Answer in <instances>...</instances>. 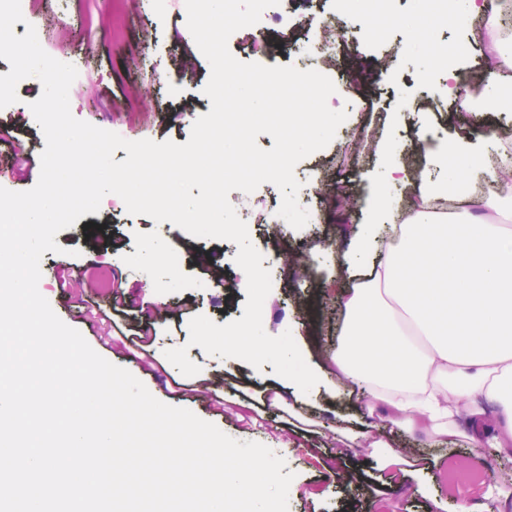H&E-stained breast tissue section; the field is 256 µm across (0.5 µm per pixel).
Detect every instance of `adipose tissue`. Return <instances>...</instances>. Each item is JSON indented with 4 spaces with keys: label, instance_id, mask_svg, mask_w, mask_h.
<instances>
[{
    "label": "adipose tissue",
    "instance_id": "adipose-tissue-1",
    "mask_svg": "<svg viewBox=\"0 0 512 512\" xmlns=\"http://www.w3.org/2000/svg\"><path fill=\"white\" fill-rule=\"evenodd\" d=\"M488 77L512 68L496 16L482 34ZM411 189L401 241L345 292L343 347L329 372L362 385L367 411L382 410L400 432L437 438L456 429L453 397L468 393L472 447L512 446V230L499 222L503 200L490 174L479 209L438 211L444 185ZM495 403L503 427L485 423Z\"/></svg>",
    "mask_w": 512,
    "mask_h": 512
}]
</instances>
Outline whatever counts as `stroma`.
<instances>
[{
  "mask_svg": "<svg viewBox=\"0 0 512 512\" xmlns=\"http://www.w3.org/2000/svg\"><path fill=\"white\" fill-rule=\"evenodd\" d=\"M30 14L47 29L45 51L77 66L69 92L77 119L109 131H124L127 140L150 139L179 144L189 139L198 116L211 101L203 94L210 65L197 48L186 16L170 0H28ZM405 26L382 24L372 30L361 15L338 10L336 0H281L271 18L235 32L229 48L243 62L303 67L314 54L306 33L326 21L341 30L343 50L333 72L336 92L328 105L348 117L333 141L300 161L294 171L301 187L300 205L315 209L316 223L287 236L273 234L280 190L271 183L246 194L231 191L232 205L248 199L255 213L243 217L255 248L272 278L263 307V327L272 336L291 332L305 361L319 369L342 336L343 312L337 289H350L353 279L330 283L343 251H324L319 244L338 239L345 228L370 224L387 199L404 191L391 166L393 156L423 168L429 183H450L462 162L456 150L434 158L423 136L448 143L464 141L482 154L499 143L480 127L460 125L448 93L447 69L466 75L480 68L483 50L477 26L447 23L431 27L415 0H396ZM467 43L469 54L437 64L436 46ZM365 125L368 137L356 156L345 153L351 128ZM30 150L23 168L12 164V147L0 142V186L12 191L32 188L40 175L45 148L41 129L25 128ZM61 253L45 252L40 293L54 312L79 330L89 345L113 364L128 369L157 399L193 411L240 441H257L286 462L294 479L288 512H463L487 505L495 512L512 484L498 478L512 452L486 455L471 448L468 421L458 415V434L429 439L419 433L395 432L384 417L369 416L357 406L356 387H337L320 378L309 394L298 393L277 376L271 364L261 369L235 358L207 354L189 343V321L204 315L216 324L241 318L247 300L246 277L236 265L238 252L228 240L191 236L174 224H155L129 214L124 205L104 197L99 212L79 218L55 237ZM70 264L81 279L61 285L58 267ZM224 269L222 281L196 289L210 266ZM125 295L126 318L102 320L114 293ZM149 309L155 335L137 348L128 335ZM184 347L200 371L184 376L165 357V350ZM378 426L393 447L409 449L412 466L383 467L385 449L360 440L339 443L340 432ZM481 475L477 484L449 490V468Z\"/></svg>",
  "mask_w": 512,
  "mask_h": 512,
  "instance_id": "obj_1",
  "label": "stroma"
}]
</instances>
